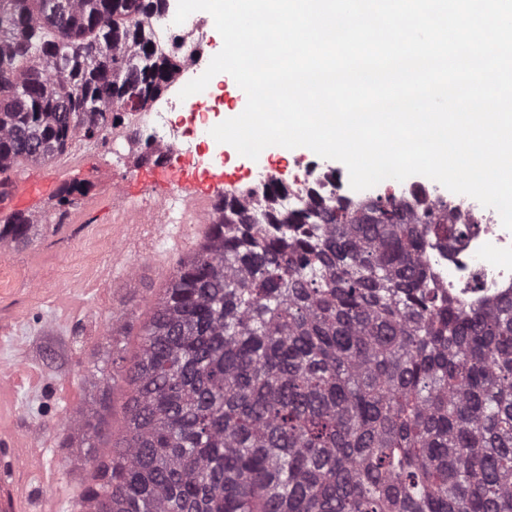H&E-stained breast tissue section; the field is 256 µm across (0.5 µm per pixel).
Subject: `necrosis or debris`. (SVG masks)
<instances>
[{
  "label": "necrosis or debris",
  "mask_w": 512,
  "mask_h": 512,
  "mask_svg": "<svg viewBox=\"0 0 512 512\" xmlns=\"http://www.w3.org/2000/svg\"><path fill=\"white\" fill-rule=\"evenodd\" d=\"M176 8L177 0H167L163 13L152 17L150 25L163 43L179 39L183 53L188 56V64L175 78L176 84L182 87L203 74L209 64L204 49L207 20L193 14L182 24H174ZM192 104L189 97L171 99L148 112L145 126L157 149L172 146L175 133L170 112H187L190 123L207 126L208 113L193 110ZM292 177L287 197L280 200L281 206L288 210L300 207L302 189L306 186L317 188L324 196L351 202L364 194L378 197L392 193L410 202L424 199L455 203L461 213L473 217L474 224L463 244L456 248L426 247L425 260L437 285L467 308L512 292V231L504 229L496 210L484 208L474 198L452 193L438 182L414 177L402 182L386 179L363 194L351 189L349 173L344 168L305 154L294 156Z\"/></svg>",
  "instance_id": "4bbe7bcc"
}]
</instances>
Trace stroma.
<instances>
[{
  "mask_svg": "<svg viewBox=\"0 0 512 512\" xmlns=\"http://www.w3.org/2000/svg\"><path fill=\"white\" fill-rule=\"evenodd\" d=\"M83 154L63 180L86 186V193L73 195L62 215L59 190L51 188L40 208L51 230L28 247L0 246V376L10 377L25 359L40 379L16 387L5 421L30 447L44 448L42 468L58 470L74 488L89 464L86 449L66 437L67 416L104 414L98 451H108L123 429L129 394L113 372L112 352L128 358L137 352L142 324L179 258L195 252L203 232L198 224L182 225L181 250L162 267L152 252L133 245L124 260H115L114 245L126 237L119 221L123 209L157 202L158 196L139 189L136 176L147 164L136 144L111 135ZM117 185L127 188V196L114 195ZM91 363L109 374L108 382L96 387L84 380Z\"/></svg>",
  "mask_w": 512,
  "mask_h": 512,
  "instance_id": "obj_1",
  "label": "stroma"
}]
</instances>
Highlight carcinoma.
Here are the masks:
<instances>
[{
    "label": "carcinoma",
    "mask_w": 512,
    "mask_h": 512,
    "mask_svg": "<svg viewBox=\"0 0 512 512\" xmlns=\"http://www.w3.org/2000/svg\"><path fill=\"white\" fill-rule=\"evenodd\" d=\"M164 2L0 0V195L168 91L180 57L147 27ZM284 189L211 207L115 363L126 427L80 512H512V295L466 310L423 257L471 225L392 194L282 213ZM43 228L3 216L0 244ZM102 424L68 428L93 449Z\"/></svg>",
    "instance_id": "obj_1"
}]
</instances>
